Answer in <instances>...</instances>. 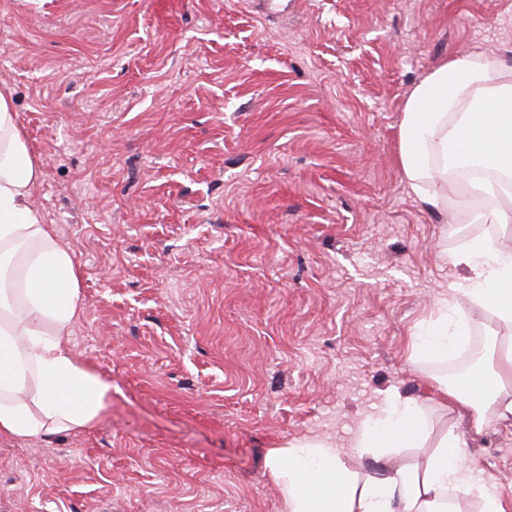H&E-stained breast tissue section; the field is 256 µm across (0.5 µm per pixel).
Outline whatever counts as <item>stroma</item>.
I'll list each match as a JSON object with an SVG mask.
<instances>
[{"instance_id": "stroma-1", "label": "stroma", "mask_w": 512, "mask_h": 512, "mask_svg": "<svg viewBox=\"0 0 512 512\" xmlns=\"http://www.w3.org/2000/svg\"><path fill=\"white\" fill-rule=\"evenodd\" d=\"M469 51L512 67V0H0V92L32 204L81 272L70 345L112 386L92 426L0 438V512H282L268 454L346 466L391 389L512 499V424L438 404L417 328L468 271L469 186L407 187L413 86ZM482 359L512 326L466 304Z\"/></svg>"}]
</instances>
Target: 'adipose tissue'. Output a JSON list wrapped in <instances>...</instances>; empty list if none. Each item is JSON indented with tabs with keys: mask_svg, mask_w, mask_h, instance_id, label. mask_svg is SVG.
I'll return each instance as SVG.
<instances>
[{
	"mask_svg": "<svg viewBox=\"0 0 512 512\" xmlns=\"http://www.w3.org/2000/svg\"><path fill=\"white\" fill-rule=\"evenodd\" d=\"M399 161L410 189L429 209L443 207L428 185L449 171L488 168L499 181L477 179L486 199L512 196V70L492 66L479 53L442 62L412 88L399 129ZM41 167L0 93V268L17 250L25 256L17 280H0V436L42 439L83 429L100 418L112 386L75 357L68 344L78 318L80 270L32 205ZM469 275L462 288L470 303L489 305L512 324V248L477 238L456 256ZM464 323L448 297L438 318L413 336L411 359H445L459 347ZM442 407L468 417L481 433L487 411L512 423V347L492 368L455 383L441 382ZM416 398L393 390L355 431L352 445L373 462L350 470L328 440H306L270 451L269 472L281 487L285 512H461L451 492L475 496L480 512H512L497 487L475 478L461 455L462 438L446 431L434 448ZM425 448L406 466L391 465L396 448Z\"/></svg>",
	"mask_w": 512,
	"mask_h": 512,
	"instance_id": "ef3b65f1",
	"label": "adipose tissue"
}]
</instances>
